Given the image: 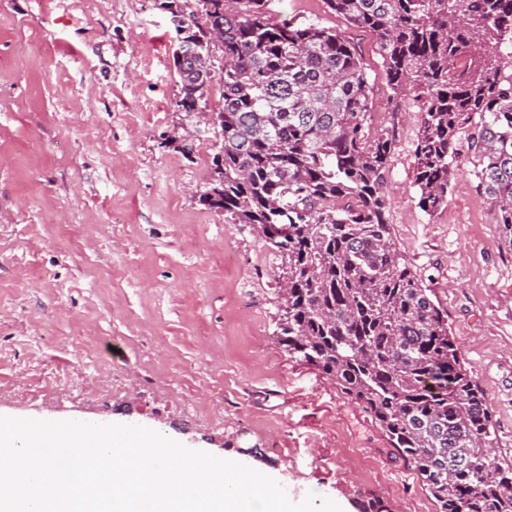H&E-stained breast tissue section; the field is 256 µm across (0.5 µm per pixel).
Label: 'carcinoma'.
I'll list each match as a JSON object with an SVG mask.
<instances>
[{
	"instance_id": "carcinoma-1",
	"label": "carcinoma",
	"mask_w": 512,
	"mask_h": 512,
	"mask_svg": "<svg viewBox=\"0 0 512 512\" xmlns=\"http://www.w3.org/2000/svg\"><path fill=\"white\" fill-rule=\"evenodd\" d=\"M172 15L181 111L210 91L207 32L221 34L223 194L228 224L288 220L280 341L368 414L410 461L437 512H512V464L493 452L486 399L448 320L393 242L384 174L389 131L369 133L372 84L356 46L317 23L279 24L265 0H205ZM375 40L394 95L419 109V205L448 202L457 145L512 251V0H326Z\"/></svg>"
}]
</instances>
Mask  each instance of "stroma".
I'll list each match as a JSON object with an SVG mask.
<instances>
[{
    "instance_id": "35a3bbf8",
    "label": "stroma",
    "mask_w": 512,
    "mask_h": 512,
    "mask_svg": "<svg viewBox=\"0 0 512 512\" xmlns=\"http://www.w3.org/2000/svg\"><path fill=\"white\" fill-rule=\"evenodd\" d=\"M162 0H0V416L138 422L237 455L352 507L437 512L412 466L335 384L281 347V256L198 201L219 144L181 112ZM274 21L344 34L393 133V240L483 392L512 464V251L460 147L448 203L418 205V112L372 35L325 0H268ZM232 265H225V256ZM232 446H225V438Z\"/></svg>"
}]
</instances>
